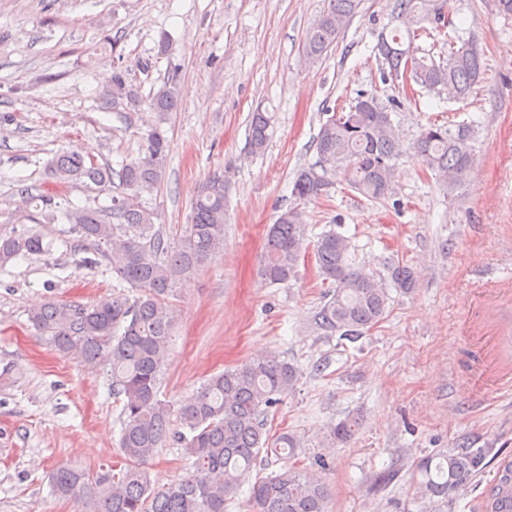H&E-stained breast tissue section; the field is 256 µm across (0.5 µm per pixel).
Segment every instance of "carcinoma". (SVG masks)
Wrapping results in <instances>:
<instances>
[{
	"instance_id": "obj_1",
	"label": "carcinoma",
	"mask_w": 512,
	"mask_h": 512,
	"mask_svg": "<svg viewBox=\"0 0 512 512\" xmlns=\"http://www.w3.org/2000/svg\"><path fill=\"white\" fill-rule=\"evenodd\" d=\"M359 0H327L319 19L306 31L303 55L319 60L335 44L355 14ZM405 30L381 34L377 50L390 75L409 78L410 85L464 100L483 79L482 54L473 40L448 37V53L434 54L415 46L430 36L427 25L443 32L450 21L435 0H397ZM105 108L132 112L141 106L138 87L118 69L102 96ZM179 107L177 88L165 82L148 108L152 121L142 135L139 156L115 170L93 158L60 153L49 162L48 176L64 185L90 182L101 188L116 183L112 218L97 209L69 207L64 218L96 258L112 274L139 292L132 302L114 297L96 304L47 302L34 309L29 321L56 351L83 366L109 367V386L121 403L119 448L121 469L90 472L61 465L50 475L51 493L60 499L93 505V512H224L241 486L250 483L247 512H329L331 491L315 475L298 467L300 439L292 433L273 438L261 419L281 397L293 391L299 370L275 355L246 361L208 377L191 395L172 405L159 398V381L168 358L169 341L178 320L169 302L178 283L205 266L224 247L225 206L229 180L213 175L201 187L184 234L172 240L155 226L154 212L142 193L160 186L168 155L163 125ZM393 105L374 95L356 100L346 112L332 114L315 139L318 161L301 168L292 182L293 203L278 215L267 232L262 277L273 284L297 279L308 240L306 205L329 194L339 177L367 200L381 202L393 192L394 165L402 139L394 123ZM271 112L251 114L250 152L265 150L273 129ZM474 128L469 124L421 126L412 142L416 157L450 194L477 162ZM350 238L331 229L318 237L314 255L318 277L333 288L314 315L315 325L355 340L380 323L390 300L388 287L410 293L417 287L414 269L406 263L384 264L387 278L352 262ZM43 251V237L24 233L0 237V266ZM181 430H171V417ZM356 423L345 420L329 427L331 443L344 441ZM174 438L192 459L172 483L157 487L147 464L167 439ZM284 461L280 470L252 475L260 454ZM479 451L437 453L418 463L422 495L446 502L481 472ZM254 482H249V479Z\"/></svg>"
}]
</instances>
